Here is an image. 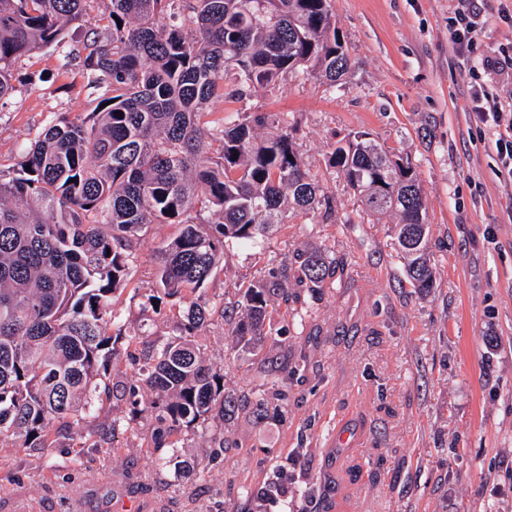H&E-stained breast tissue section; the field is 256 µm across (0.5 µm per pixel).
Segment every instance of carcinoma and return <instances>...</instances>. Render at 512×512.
I'll return each mask as SVG.
<instances>
[{"label":"carcinoma","mask_w":512,"mask_h":512,"mask_svg":"<svg viewBox=\"0 0 512 512\" xmlns=\"http://www.w3.org/2000/svg\"><path fill=\"white\" fill-rule=\"evenodd\" d=\"M86 2L0 0V99L16 91L20 57L60 46L68 25L82 22L93 24L82 66L101 104L86 121H51L17 168L0 170V442L51 448L53 425L96 417L100 370L122 338L111 298L149 226L179 224L160 251L159 287L146 296L154 305L184 300L175 334L119 394L155 415V448L219 409L224 426L192 466L203 474L223 456L235 420L280 415L286 394L264 359L263 383L242 395L224 388L202 357L197 337L212 312L194 293L234 244L265 259L260 277L218 310L233 341L257 356L282 333L271 301L301 333L305 295L324 294L348 269L334 252L266 258V234L287 212L327 217L333 204L305 168L287 117L246 104L301 72L334 88L350 58L334 0H110L96 20ZM215 97L228 108L211 125L204 117ZM328 166L366 211L398 216L406 279L430 291L427 207L412 163L394 164L383 144L357 133Z\"/></svg>","instance_id":"cac0c4a2"}]
</instances>
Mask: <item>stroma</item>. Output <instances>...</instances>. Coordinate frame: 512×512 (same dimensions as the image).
<instances>
[{
	"label": "stroma",
	"instance_id": "obj_1",
	"mask_svg": "<svg viewBox=\"0 0 512 512\" xmlns=\"http://www.w3.org/2000/svg\"><path fill=\"white\" fill-rule=\"evenodd\" d=\"M449 0H335L336 25L352 69L338 89L313 77L255 93L252 105L288 115L307 168L333 198L331 220L289 216L267 242L276 257L297 249L345 255L348 277L313 305L314 336L269 339L267 356L306 363L284 382L283 420H239L232 448L205 476L184 462L207 446V425L180 428L168 447H149L150 413L130 417L101 393L97 417L61 430L54 447L0 444V512H321L308 493L324 476L338 490L331 512H512V184L498 173L491 132L468 116L473 86L512 103V72L483 62L512 53V26L500 0H481L470 61L452 50ZM85 29L74 24L61 47L21 57L27 82L0 109V168L14 166L50 121H80L97 102L79 63ZM369 133L409 157L427 200V257L434 288L405 280L393 238L394 215L366 213L342 175L328 167L333 145ZM180 232L151 225L115 302L123 340L106 376L134 379L137 358L174 334L178 308L145 303L158 250ZM252 251L236 248L202 291L231 298L259 275ZM207 364L229 390L257 383L253 357L238 352L221 320L199 338ZM122 428L113 429V420ZM287 483V500L266 498ZM255 487L249 500L241 484Z\"/></svg>",
	"mask_w": 512,
	"mask_h": 512
}]
</instances>
